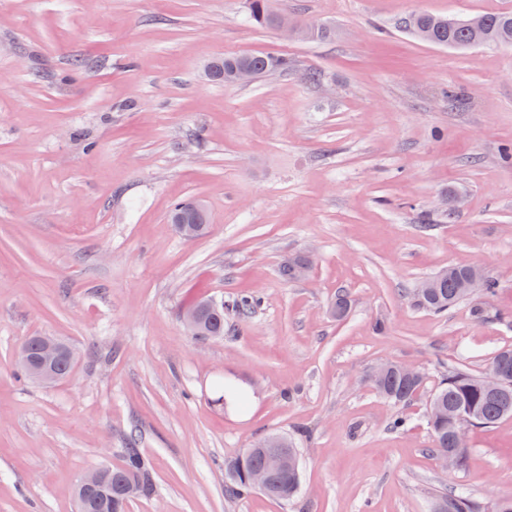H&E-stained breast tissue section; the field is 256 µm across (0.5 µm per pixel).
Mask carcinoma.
<instances>
[{"label": "carcinoma", "mask_w": 512, "mask_h": 512, "mask_svg": "<svg viewBox=\"0 0 512 512\" xmlns=\"http://www.w3.org/2000/svg\"><path fill=\"white\" fill-rule=\"evenodd\" d=\"M271 0H247L250 21L260 27L281 30L282 18L270 9ZM484 21L485 39L483 44L512 45V12H490L481 15ZM419 39L434 45L455 48L472 46L473 31L466 19L439 16L428 13H415L405 22ZM214 80L233 85V75L240 69H251L262 76L268 73H286L293 68V62L285 55H227L213 62ZM186 219L202 225L200 234L208 228L207 211L196 208V201L185 200L175 203L170 211L169 220ZM483 278L485 295L495 293L496 283L485 276L483 270L474 265L453 266L448 275L435 281L429 295L412 297L415 307L434 314H442L457 306L467 298V281L474 277ZM256 294L245 295L231 304L239 318H247L260 304ZM224 335V313L214 316L207 312L203 315L202 340ZM376 392L395 405L405 406L414 401L424 391L425 377L407 378L399 372L390 371L379 378H371ZM427 400L439 402L442 415L428 417L433 435V448L430 453L439 455L449 448H461L459 467H464L468 450L463 440L453 434L454 415L467 412L474 419L476 427H491L494 424L512 419V391L507 394H490L483 390L480 375L465 368L452 367L427 395ZM267 466L265 450L247 448L240 455L224 461V469L229 483L226 492L233 496L247 495L252 488L247 482L252 472ZM270 493L285 500L293 497L299 490L301 477L285 471L269 473ZM133 483L137 486V496L149 498L154 493V481L151 465L139 448L136 435L127 439L122 451L121 463L108 467V474L102 487L85 496L84 512H126L130 500L117 491L119 485ZM457 501L465 512H475L471 500L455 494H442L435 501L433 512H439L448 501Z\"/></svg>", "instance_id": "cac0c4a2"}]
</instances>
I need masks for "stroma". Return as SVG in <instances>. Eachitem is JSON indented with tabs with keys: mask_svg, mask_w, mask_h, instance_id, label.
<instances>
[{
	"mask_svg": "<svg viewBox=\"0 0 512 512\" xmlns=\"http://www.w3.org/2000/svg\"><path fill=\"white\" fill-rule=\"evenodd\" d=\"M278 5L333 36L257 27L246 0H0V512H76L80 477L119 463L133 431L155 493L129 512H431L444 492L493 512L512 496V419L469 428L467 465L448 472L423 400L396 407L368 381L401 362L431 385L512 347V47H439L403 26L512 0ZM268 53L293 69L206 76ZM193 197L209 231L188 242L168 213ZM298 252L311 271L286 281ZM451 265L495 281L502 320L412 306L410 288ZM252 292L260 306L227 315L223 337L185 333L187 305ZM34 334L78 350L68 377H23ZM224 377L252 393L245 410L216 403ZM272 432L296 444L298 494L228 497L225 460ZM214 78L224 85H237L233 75L240 69H251L258 77L268 73H288L293 62L285 55H227L213 62Z\"/></svg>",
	"mask_w": 512,
	"mask_h": 512,
	"instance_id": "stroma-1",
	"label": "stroma"
}]
</instances>
